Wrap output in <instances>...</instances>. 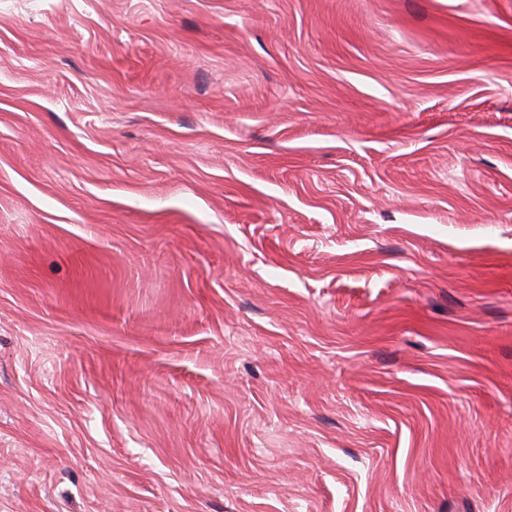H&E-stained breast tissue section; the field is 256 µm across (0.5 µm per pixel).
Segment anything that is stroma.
Listing matches in <instances>:
<instances>
[{
    "label": "stroma",
    "mask_w": 512,
    "mask_h": 512,
    "mask_svg": "<svg viewBox=\"0 0 512 512\" xmlns=\"http://www.w3.org/2000/svg\"><path fill=\"white\" fill-rule=\"evenodd\" d=\"M0 512H512V0H0Z\"/></svg>",
    "instance_id": "35a3bbf8"
}]
</instances>
